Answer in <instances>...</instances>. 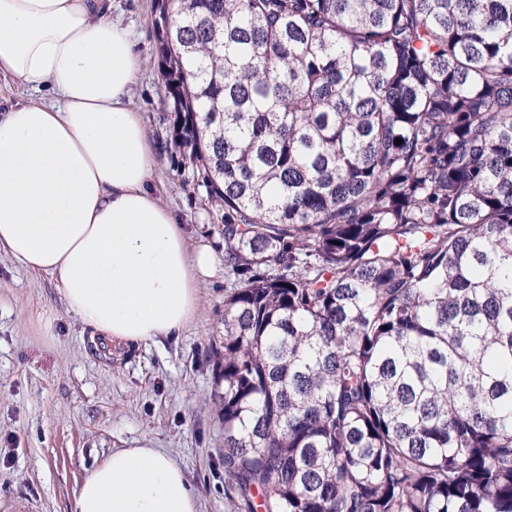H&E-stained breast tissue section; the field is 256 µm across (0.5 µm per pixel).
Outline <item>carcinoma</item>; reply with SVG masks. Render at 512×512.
I'll return each mask as SVG.
<instances>
[{
    "instance_id": "obj_1",
    "label": "carcinoma",
    "mask_w": 512,
    "mask_h": 512,
    "mask_svg": "<svg viewBox=\"0 0 512 512\" xmlns=\"http://www.w3.org/2000/svg\"><path fill=\"white\" fill-rule=\"evenodd\" d=\"M155 9L172 148L224 236L231 492L512 512V0Z\"/></svg>"
}]
</instances>
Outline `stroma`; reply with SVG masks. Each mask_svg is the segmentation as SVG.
<instances>
[{"mask_svg":"<svg viewBox=\"0 0 512 512\" xmlns=\"http://www.w3.org/2000/svg\"><path fill=\"white\" fill-rule=\"evenodd\" d=\"M154 0H112L145 59L131 92L156 146L159 195L190 242L224 255L203 188L170 150L171 103L157 66ZM223 266L199 290V313L177 336L108 348L66 306L55 278L0 253V512H72L87 470L121 448L168 452L199 512H233L225 494L224 424L213 351L224 336Z\"/></svg>","mask_w":512,"mask_h":512,"instance_id":"1","label":"stroma"}]
</instances>
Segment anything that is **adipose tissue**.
<instances>
[{
	"mask_svg": "<svg viewBox=\"0 0 512 512\" xmlns=\"http://www.w3.org/2000/svg\"><path fill=\"white\" fill-rule=\"evenodd\" d=\"M142 64L105 0H0V76L50 93L0 107V251L56 278L117 346L177 335L215 264L158 195L131 103ZM73 512H198V500L167 452L123 448L87 472Z\"/></svg>",
	"mask_w": 512,
	"mask_h": 512,
	"instance_id": "1",
	"label": "adipose tissue"
}]
</instances>
